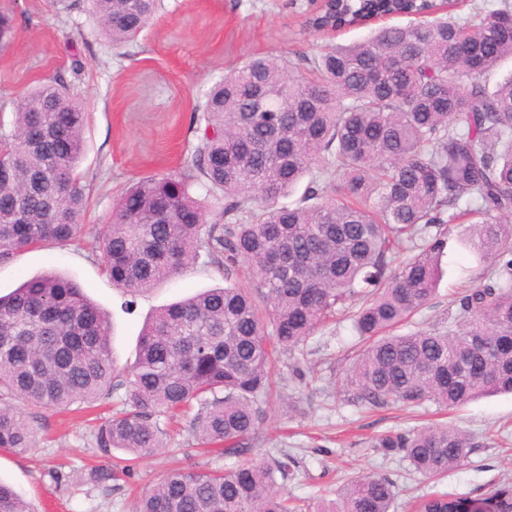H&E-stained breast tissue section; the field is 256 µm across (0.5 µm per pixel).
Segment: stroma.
<instances>
[{"mask_svg":"<svg viewBox=\"0 0 512 512\" xmlns=\"http://www.w3.org/2000/svg\"><path fill=\"white\" fill-rule=\"evenodd\" d=\"M14 18V40L0 51V123L9 124L13 99L26 87L80 66L78 89L89 109L86 153L80 171L89 192L83 217L87 227L63 247L25 251L0 264V295L25 280L54 269L86 287L109 314L113 357L120 377L135 361L138 335L159 307L202 289L220 286L224 276L199 262L172 280L136 293L133 311L127 297L112 286L94 238L112 216L129 183L175 169L196 142L194 112L204 94L224 74L250 56H313L336 44L363 38L365 28L340 33L307 31L302 13L288 0H160L154 22L139 41L116 47L98 37L80 11L55 13L51 0H0V12ZM466 225L454 226L440 256L441 277L432 300L413 317L409 330L448 326V305L461 289L483 282L486 261L468 242ZM359 347L350 322L329 325L307 343L301 366L310 384L299 388L287 375L275 376L278 394L266 406L261 450L285 448L299 466L279 482L286 495L316 502L336 498L344 483L366 473L392 479L398 504L409 496L444 490L466 494L492 478H512V394L470 402L451 412L427 404L409 413L392 407L359 409L346 403L341 377ZM301 395L307 410L299 417L288 399ZM124 390L103 396L90 411L43 410L35 424V448L23 454L0 450V480L10 484L31 512H132L135 494L150 488L167 468L194 463L221 466L206 458L188 432L168 424L170 439L155 454L137 460L131 476L104 490L88 483V469L100 458L95 425L123 408ZM445 423L485 437L462 468L449 471L441 484L414 473L406 460L386 459L370 440L397 430ZM63 464L69 482L54 483L48 467Z\"/></svg>","mask_w":512,"mask_h":512,"instance_id":"obj_1","label":"stroma"}]
</instances>
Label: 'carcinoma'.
I'll use <instances>...</instances> for the list:
<instances>
[{
    "label": "carcinoma",
    "mask_w": 512,
    "mask_h": 512,
    "mask_svg": "<svg viewBox=\"0 0 512 512\" xmlns=\"http://www.w3.org/2000/svg\"><path fill=\"white\" fill-rule=\"evenodd\" d=\"M86 2L117 46L136 43L158 9V0ZM368 13L409 22L379 24L313 58L245 60L206 94L181 165L139 178L115 203L100 242L113 286L152 288L201 258L224 271V286L149 318L128 379L115 381L109 318L79 281L46 273L0 297V401L90 407L125 386L129 409L97 430L101 456L153 454L167 436L160 418L194 408L196 444L233 462L166 472L135 512H310L276 489L299 467L296 456L279 448L260 464L241 459L260 445L275 349L305 383L297 355L338 316L363 343L344 369L353 406L449 410L512 393V73L491 82L512 60V0L489 10L472 3L465 18L438 0H335L307 26L351 28ZM13 36V16L0 12L1 50ZM87 121L63 73L13 101L10 128L0 129V263L81 233ZM303 179L300 199L286 201ZM459 219L488 262L487 282L453 300L448 330L397 332L433 298ZM36 437L25 412L0 406V449L24 452ZM480 446L446 425L371 444L429 478L464 466ZM88 476L98 487L116 479L109 465ZM396 499L391 479L366 474L315 512H395ZM414 508L512 512V479L433 493ZM0 512L31 509L0 481Z\"/></svg>",
    "instance_id": "1"
}]
</instances>
